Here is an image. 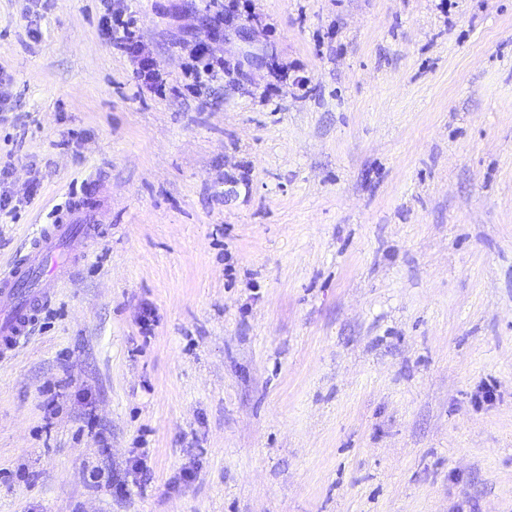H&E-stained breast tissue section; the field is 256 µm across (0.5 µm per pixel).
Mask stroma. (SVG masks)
Wrapping results in <instances>:
<instances>
[{
  "label": "stroma",
  "instance_id": "35a3bbf8",
  "mask_svg": "<svg viewBox=\"0 0 512 512\" xmlns=\"http://www.w3.org/2000/svg\"><path fill=\"white\" fill-rule=\"evenodd\" d=\"M208 3L0 0V275L102 207L0 358V512H512V0ZM220 2V4L218 3ZM213 3V7L217 8V11L215 13V19L217 20L218 25H224V37H228L229 33H234L236 36L240 37L244 41L250 43V37L247 36V33H245L242 30H239V27L235 24V22H231L228 24H224V10L225 15H233V12H237L238 4L236 0H230L227 5H224L223 1L218 0H210V4ZM221 8V9H219ZM228 33V34H226ZM132 25L130 19L112 25L111 16L110 19H105L103 30L112 42L113 49L136 61L140 87L164 91L168 82L167 76L154 58L143 54V43ZM196 65L194 68V81L196 86H207L220 78V73L224 74V61L213 59L209 47L206 43L199 42L192 49Z\"/></svg>",
  "mask_w": 512,
  "mask_h": 512
}]
</instances>
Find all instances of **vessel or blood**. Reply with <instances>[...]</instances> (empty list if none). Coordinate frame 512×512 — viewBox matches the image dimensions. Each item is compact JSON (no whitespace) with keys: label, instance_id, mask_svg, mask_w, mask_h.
Instances as JSON below:
<instances>
[{"label":"vessel or blood","instance_id":"b4317fda","mask_svg":"<svg viewBox=\"0 0 512 512\" xmlns=\"http://www.w3.org/2000/svg\"><path fill=\"white\" fill-rule=\"evenodd\" d=\"M91 211V204L69 202L31 240L27 254L0 276V354L26 336L59 282L69 278L72 264L84 258L89 240L80 229Z\"/></svg>","mask_w":512,"mask_h":512}]
</instances>
